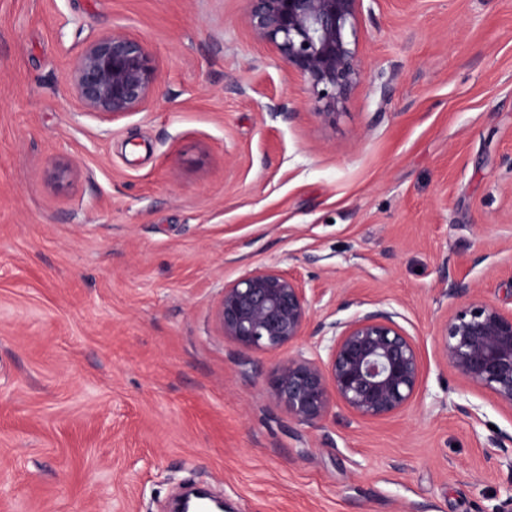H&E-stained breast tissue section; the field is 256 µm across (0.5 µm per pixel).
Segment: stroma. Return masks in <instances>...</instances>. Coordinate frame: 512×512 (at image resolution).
Instances as JSON below:
<instances>
[{
	"label": "stroma",
	"mask_w": 512,
	"mask_h": 512,
	"mask_svg": "<svg viewBox=\"0 0 512 512\" xmlns=\"http://www.w3.org/2000/svg\"><path fill=\"white\" fill-rule=\"evenodd\" d=\"M245 0H0V512H512V410L439 355L453 283L512 307V0H370L335 124ZM122 30L146 109L82 113L66 76ZM280 105L271 114L269 105ZM271 267L312 325L376 310L415 340L412 403L297 424L215 309Z\"/></svg>",
	"instance_id": "35a3bbf8"
}]
</instances>
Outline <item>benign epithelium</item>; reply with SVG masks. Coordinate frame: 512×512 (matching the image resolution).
Wrapping results in <instances>:
<instances>
[{
  "label": "benign epithelium",
  "mask_w": 512,
  "mask_h": 512,
  "mask_svg": "<svg viewBox=\"0 0 512 512\" xmlns=\"http://www.w3.org/2000/svg\"><path fill=\"white\" fill-rule=\"evenodd\" d=\"M365 0H246L244 21L270 45L301 82L316 115L336 123L364 80L357 24ZM80 108L114 122L146 108L158 91L153 53L141 40L114 30L86 43L68 74ZM448 294L466 296L441 324L442 358L469 384L512 410V309L454 284ZM229 341L252 352H272L306 336L312 319L306 288L273 268H258L224 287L216 306ZM319 325L315 357L290 355L272 372L275 399L296 422L317 425L336 402L362 419L396 415L412 401L422 364L414 339L377 310Z\"/></svg>",
  "instance_id": "1"
}]
</instances>
